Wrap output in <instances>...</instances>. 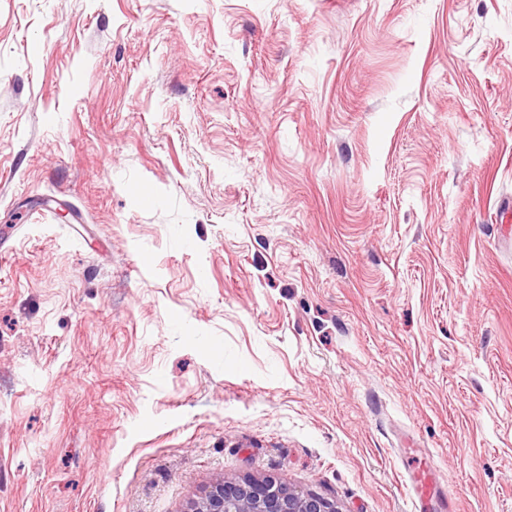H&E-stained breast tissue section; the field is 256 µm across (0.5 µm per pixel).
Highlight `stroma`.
Listing matches in <instances>:
<instances>
[{
  "instance_id": "1",
  "label": "stroma",
  "mask_w": 512,
  "mask_h": 512,
  "mask_svg": "<svg viewBox=\"0 0 512 512\" xmlns=\"http://www.w3.org/2000/svg\"><path fill=\"white\" fill-rule=\"evenodd\" d=\"M512 0H0V512H512ZM407 480L413 492L412 510L414 512H429L433 507V502L439 494L440 503L438 504L448 512H456L455 503L443 489V479L435 469L429 468L421 463L418 467L408 472ZM184 512H339L318 494L291 488L272 477L216 479Z\"/></svg>"
}]
</instances>
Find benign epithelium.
<instances>
[{
    "instance_id": "benign-epithelium-1",
    "label": "benign epithelium",
    "mask_w": 512,
    "mask_h": 512,
    "mask_svg": "<svg viewBox=\"0 0 512 512\" xmlns=\"http://www.w3.org/2000/svg\"><path fill=\"white\" fill-rule=\"evenodd\" d=\"M184 512H339L336 503L318 494L291 488L272 478H219Z\"/></svg>"
}]
</instances>
